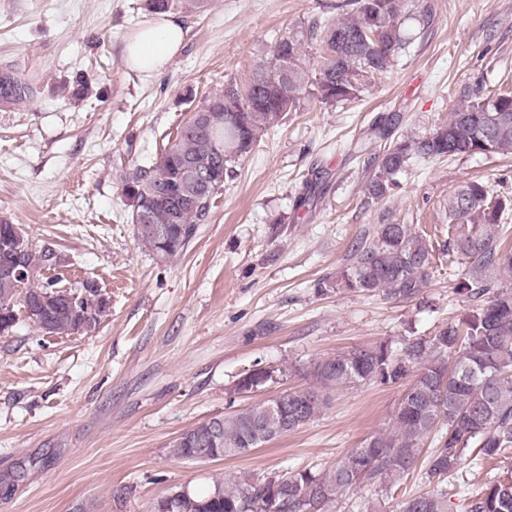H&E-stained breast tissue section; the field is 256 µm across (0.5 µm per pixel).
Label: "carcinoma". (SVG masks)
Listing matches in <instances>:
<instances>
[{
  "instance_id": "1",
  "label": "carcinoma",
  "mask_w": 512,
  "mask_h": 512,
  "mask_svg": "<svg viewBox=\"0 0 512 512\" xmlns=\"http://www.w3.org/2000/svg\"><path fill=\"white\" fill-rule=\"evenodd\" d=\"M335 8L342 18L315 35L324 51L315 75L303 62L302 42L280 38L246 84L227 83L196 106L198 112L220 113V122L178 129L155 168L136 176L127 193L133 200L132 220L144 226L138 239L145 248L161 259L181 254L212 211L224 177L275 120L309 98L326 105L353 101L364 77L385 71L406 45L399 23L401 0H338ZM32 95L23 70L8 67L0 72L1 103H24ZM510 153L512 91L476 95L430 135L392 141L368 192L376 199L385 197L396 185L395 175L414 156ZM188 164L216 175V184H201L191 199L181 197L182 171ZM511 206L512 199L490 195L478 181L463 185L449 204L454 220L448 226L450 240L467 266L457 290L472 302L459 319L428 338H408L398 353L381 344L318 362L311 368L315 385L288 393V406L304 405L297 429L321 413L328 393L366 382L398 383L416 369L393 418V431L371 437L365 458L355 449L320 475L282 474L288 480V497L279 498L277 512H309L363 483L393 489L415 466L419 444L431 434L436 444L426 460L428 481L441 485L473 448L480 460L502 464L503 474L468 502L466 512H512V287L497 278L512 273V249L502 247L506 230L500 224ZM153 228L167 229L165 238L155 241ZM50 260L41 253L18 288L0 281V334L15 325L18 307L38 310L35 325L48 335L70 336L99 324L105 304L96 291L59 288L53 280L37 279L36 269ZM430 268V249L409 225L382 224L372 240L356 247L352 265L337 285L360 292L383 289L392 297L411 299L426 284ZM221 419L220 440L211 441L207 424L200 422L172 442L171 455L186 460L203 452L235 457L241 449L285 435L279 421L265 418L262 403ZM270 487L248 476L220 481L205 494H190V500L171 512H268ZM447 502L448 493L435 489L405 500L402 512H448Z\"/></svg>"
}]
</instances>
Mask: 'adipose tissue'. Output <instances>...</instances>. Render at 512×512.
Masks as SVG:
<instances>
[{"mask_svg":"<svg viewBox=\"0 0 512 512\" xmlns=\"http://www.w3.org/2000/svg\"><path fill=\"white\" fill-rule=\"evenodd\" d=\"M184 37L185 29L180 20L170 14L159 15L128 34L127 62L141 74L157 73L181 48Z\"/></svg>","mask_w":512,"mask_h":512,"instance_id":"obj_1","label":"adipose tissue"}]
</instances>
